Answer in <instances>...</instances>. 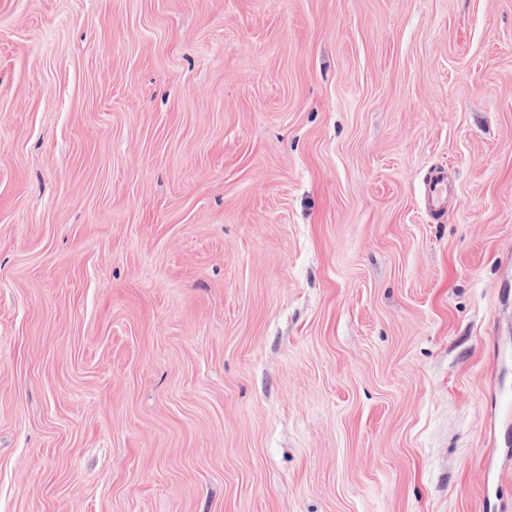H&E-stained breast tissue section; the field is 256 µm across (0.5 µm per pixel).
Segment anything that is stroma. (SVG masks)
Listing matches in <instances>:
<instances>
[{
  "label": "stroma",
  "instance_id": "1",
  "mask_svg": "<svg viewBox=\"0 0 512 512\" xmlns=\"http://www.w3.org/2000/svg\"><path fill=\"white\" fill-rule=\"evenodd\" d=\"M507 395L512 0H0V512H512ZM447 193V178L443 172L438 171L430 177L427 184V201L428 209L430 211H437L439 209L440 200L446 196Z\"/></svg>",
  "mask_w": 512,
  "mask_h": 512
}]
</instances>
